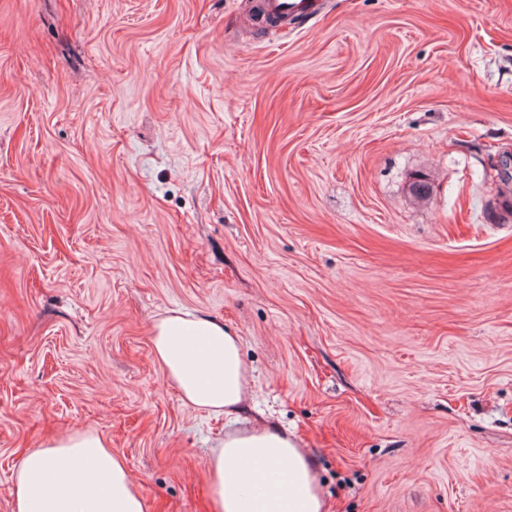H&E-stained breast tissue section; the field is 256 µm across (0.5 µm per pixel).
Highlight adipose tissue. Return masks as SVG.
Wrapping results in <instances>:
<instances>
[{
	"label": "adipose tissue",
	"instance_id": "1",
	"mask_svg": "<svg viewBox=\"0 0 512 512\" xmlns=\"http://www.w3.org/2000/svg\"><path fill=\"white\" fill-rule=\"evenodd\" d=\"M153 354L181 401L214 415L243 408L241 339L223 322L178 310L152 328ZM211 512H325L312 460L265 425L232 433L209 460ZM13 512H144L140 488L107 440L65 433L31 449L14 477Z\"/></svg>",
	"mask_w": 512,
	"mask_h": 512
}]
</instances>
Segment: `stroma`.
<instances>
[{
	"mask_svg": "<svg viewBox=\"0 0 512 512\" xmlns=\"http://www.w3.org/2000/svg\"><path fill=\"white\" fill-rule=\"evenodd\" d=\"M0 0V512L96 432L145 512H211L263 422L327 512H512V0ZM239 336L238 417L186 407L170 310ZM266 4L271 13L288 16L309 14L320 6L315 0H266Z\"/></svg>",
	"mask_w": 512,
	"mask_h": 512,
	"instance_id": "35a3bbf8",
	"label": "stroma"
}]
</instances>
